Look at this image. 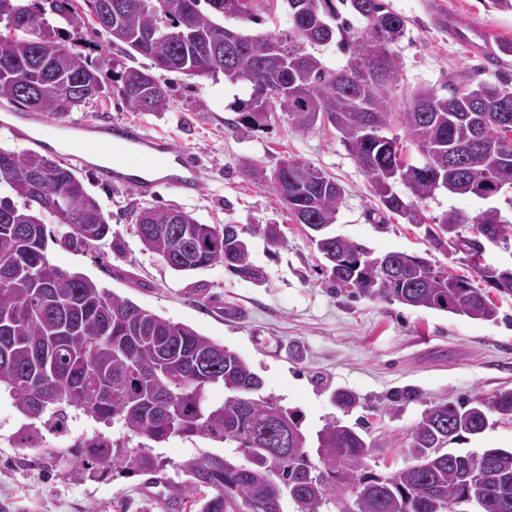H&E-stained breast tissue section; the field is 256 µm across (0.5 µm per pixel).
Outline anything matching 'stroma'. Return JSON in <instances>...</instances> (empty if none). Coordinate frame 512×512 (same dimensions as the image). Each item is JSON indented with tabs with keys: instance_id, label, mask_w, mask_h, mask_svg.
Returning <instances> with one entry per match:
<instances>
[{
	"instance_id": "35a3bbf8",
	"label": "stroma",
	"mask_w": 512,
	"mask_h": 512,
	"mask_svg": "<svg viewBox=\"0 0 512 512\" xmlns=\"http://www.w3.org/2000/svg\"><path fill=\"white\" fill-rule=\"evenodd\" d=\"M388 3L406 21L404 37L391 47L395 69L388 97L393 111H401L410 93L420 88L440 91L463 79L475 84L512 82V56H469L448 35V21L456 17L476 24L491 45H498L512 40V13L489 9L486 0ZM257 9L259 23L228 17L225 27L251 34L291 29L284 0H258ZM76 48L107 72L151 65L149 59L132 58L123 48L107 45L102 34L83 37ZM165 80L170 95L166 111L134 112L114 94L86 103L71 113L68 122H133L150 134L175 135L197 158L201 193L185 197L160 187L152 197L143 198L81 173L116 239L86 252L50 245L53 264L80 272L110 292L190 325L235 351L262 376L263 396L300 411L308 431H317L337 416L331 389L356 393L361 405L347 421H366L375 443L367 465L379 474L406 465L409 435L430 405L488 398L512 389V295L492 293L505 318L482 322L333 291L308 230L296 223L275 192L250 180L243 165L249 162L270 171L281 160H303L345 190L334 233L374 254L423 256L471 279L476 273L470 261L463 254L433 248L425 229L442 213L454 210L467 219L463 235H472L471 220L490 203L440 193L420 202L421 224L383 215L367 175L332 126L322 123L300 130L277 111L264 126L247 129L237 124L234 104L248 99L249 85L177 73L166 74ZM135 207L178 208L204 224H276L284 243L274 248L261 236L251 237L250 260L265 273L261 285L232 274L220 263L182 274L142 250L131 216ZM405 386L415 388L419 400L389 406L390 393ZM27 423L11 400L0 399V512H162L157 497L144 493V477L114 478L96 472L79 476L51 458L79 438L99 432L120 437V425L106 428L74 413L66 436L46 434L43 447L29 449L15 442L16 432ZM202 450L220 453L224 446L180 437L154 445V454L167 463L163 483L181 481L177 464Z\"/></svg>"
}]
</instances>
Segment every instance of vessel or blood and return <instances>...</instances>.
<instances>
[{
	"label": "vessel or blood",
	"mask_w": 512,
	"mask_h": 512,
	"mask_svg": "<svg viewBox=\"0 0 512 512\" xmlns=\"http://www.w3.org/2000/svg\"><path fill=\"white\" fill-rule=\"evenodd\" d=\"M92 142L111 153L112 165L104 170L114 185L152 194L157 184L183 196L202 188V174L192 151L177 140L144 132L138 125L122 123L98 127Z\"/></svg>",
	"instance_id": "1"
}]
</instances>
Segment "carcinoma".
Instances as JSON below:
<instances>
[{"mask_svg": "<svg viewBox=\"0 0 512 512\" xmlns=\"http://www.w3.org/2000/svg\"><path fill=\"white\" fill-rule=\"evenodd\" d=\"M86 11L112 44L126 46L152 61L148 69L126 67L111 77L66 44L69 33L86 27L74 0H0V102L18 112L55 118L112 91L133 112H164L169 95L162 73L193 77L224 75L252 86L250 98L237 104L239 124L259 128L265 122L258 101L269 102L301 130L326 120L332 127L362 124L343 143L370 180L382 208L410 224H419L414 201L435 197L437 183L448 193L488 200L497 183L512 182V139L500 138L502 102L512 99L504 83L448 86L412 93L402 112H391L388 85L393 60L390 46L405 34L406 21L385 0H286L292 28L286 34L243 35L228 71L224 24L233 14L256 17L254 0H83ZM345 6L359 18L355 29L343 16ZM338 40L349 53L347 65L326 67L319 47ZM422 162L402 159L400 140L384 135L393 119ZM288 190V210L316 232L312 243L322 271L336 288L389 303L498 320L489 293L425 257L387 254L390 272L379 278L365 258L370 250L327 229L336 222L344 191L329 175L298 159L279 162ZM12 190L0 196V393L26 418L65 429L70 412L107 425L120 424L126 436L102 434L74 441L68 460L76 474L101 462L126 476L155 474L165 462L145 444L131 447L125 438L154 443L172 437L222 442L231 453H198L179 465L186 479L167 485V495L192 503L194 512H458L474 502L480 512H512V450L489 448L484 469L470 467L469 455L448 446L482 433L489 415L512 419V389L494 395L493 407L476 397L439 403L424 410L410 435V463L387 475L366 470L373 444L367 428L331 418L315 435L302 417L260 395L263 379L233 350L174 323L128 298L120 297L79 272L53 264L49 242L84 252L112 235L97 200L65 160L36 151L17 154L0 147V183ZM414 197L406 201L394 185ZM53 215L67 232L48 230L43 215ZM135 234L142 249L159 256L177 272H193L214 263L243 277L261 280L249 260V237L260 235L272 246L282 235L267 224H201L177 208L135 211ZM503 217L489 207L473 224L466 243L472 258L482 240ZM464 222L449 210L431 231L439 249ZM476 274L503 294L512 278L492 266L475 265ZM224 388V402L205 400L209 386ZM331 399L351 413L357 398L336 388ZM253 463L241 469L235 454Z\"/></svg>", "mask_w": 512, "mask_h": 512, "instance_id": "cac0c4a2", "label": "carcinoma"}]
</instances>
